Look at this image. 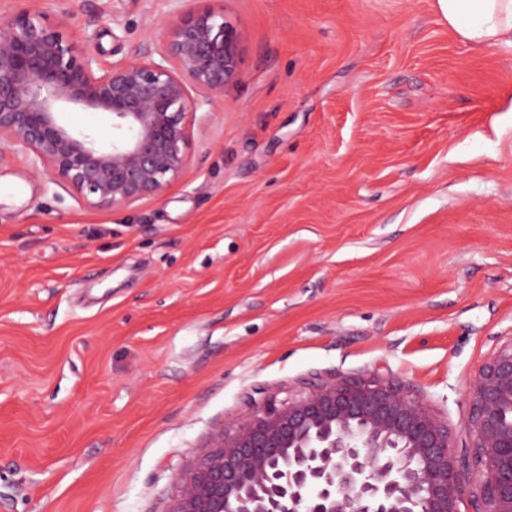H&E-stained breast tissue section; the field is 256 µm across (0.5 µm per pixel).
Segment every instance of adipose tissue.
Here are the masks:
<instances>
[{
    "mask_svg": "<svg viewBox=\"0 0 512 512\" xmlns=\"http://www.w3.org/2000/svg\"><path fill=\"white\" fill-rule=\"evenodd\" d=\"M435 7L461 41L512 47V0H435Z\"/></svg>",
    "mask_w": 512,
    "mask_h": 512,
    "instance_id": "1",
    "label": "adipose tissue"
}]
</instances>
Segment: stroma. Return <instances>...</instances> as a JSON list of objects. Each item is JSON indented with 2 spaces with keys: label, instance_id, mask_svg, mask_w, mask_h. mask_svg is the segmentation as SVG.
Listing matches in <instances>:
<instances>
[{
  "label": "stroma",
  "instance_id": "35a3bbf8",
  "mask_svg": "<svg viewBox=\"0 0 512 512\" xmlns=\"http://www.w3.org/2000/svg\"><path fill=\"white\" fill-rule=\"evenodd\" d=\"M195 0H0L109 65ZM238 77L158 200L87 205L0 150V512H168L249 398L379 373L468 438L512 339V48L435 0H215Z\"/></svg>",
  "mask_w": 512,
  "mask_h": 512
}]
</instances>
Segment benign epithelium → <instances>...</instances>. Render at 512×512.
<instances>
[{
  "label": "benign epithelium",
  "mask_w": 512,
  "mask_h": 512,
  "mask_svg": "<svg viewBox=\"0 0 512 512\" xmlns=\"http://www.w3.org/2000/svg\"><path fill=\"white\" fill-rule=\"evenodd\" d=\"M65 26L35 6L0 22V144L20 145L34 173L90 206L162 198L188 163L193 93L224 101L245 34L188 9L162 61L145 47L102 66ZM65 107L112 116V142L65 126ZM469 400L474 470L410 388L378 374L313 377L225 422L177 480L170 512H512V340L477 367Z\"/></svg>",
  "instance_id": "7a95c632"
}]
</instances>
